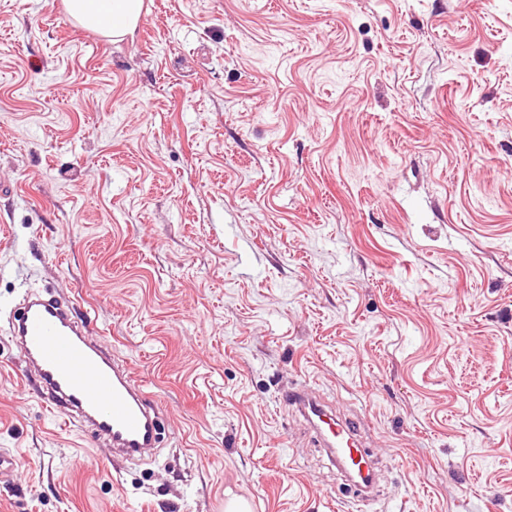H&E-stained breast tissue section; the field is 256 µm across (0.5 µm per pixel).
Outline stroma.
I'll list each match as a JSON object with an SVG mask.
<instances>
[{"label": "stroma", "mask_w": 512, "mask_h": 512, "mask_svg": "<svg viewBox=\"0 0 512 512\" xmlns=\"http://www.w3.org/2000/svg\"><path fill=\"white\" fill-rule=\"evenodd\" d=\"M33 287L158 405L142 460L40 399ZM0 453V512H512V0H0ZM68 15L81 27L122 38L139 22L143 0H64ZM288 405L298 406L304 413H306L312 421L317 418L318 421L327 425L331 440L328 441V446H333L336 449V459L344 464L351 465L355 468L362 470L364 468L365 475L361 478V482L365 487L372 484L373 470L371 454L363 448V453L357 447L356 437L358 435V428L351 422H343L341 420H331L336 427H333L330 422L322 420L323 412L319 406L305 398L302 391H290L288 393ZM317 423V422H316ZM317 425H319L317 423ZM342 447V448H336ZM355 460H357L355 462Z\"/></svg>", "instance_id": "obj_1"}]
</instances>
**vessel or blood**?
Here are the masks:
<instances>
[{"mask_svg": "<svg viewBox=\"0 0 512 512\" xmlns=\"http://www.w3.org/2000/svg\"><path fill=\"white\" fill-rule=\"evenodd\" d=\"M9 333L46 399L67 420L86 424L94 437L107 439L129 458L154 446L155 409L145 405L141 391L109 350L88 336L70 304L29 291L12 316ZM329 433L337 460L364 468L361 482L371 485L372 459L357 446V427L340 421Z\"/></svg>", "mask_w": 512, "mask_h": 512, "instance_id": "vessel-or-blood-1", "label": "vessel or blood"}]
</instances>
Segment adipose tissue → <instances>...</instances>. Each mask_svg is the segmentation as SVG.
Segmentation results:
<instances>
[{
    "mask_svg": "<svg viewBox=\"0 0 512 512\" xmlns=\"http://www.w3.org/2000/svg\"><path fill=\"white\" fill-rule=\"evenodd\" d=\"M68 15L81 27L121 38L139 22L143 0H64Z\"/></svg>",
    "mask_w": 512,
    "mask_h": 512,
    "instance_id": "adipose-tissue-1",
    "label": "adipose tissue"
}]
</instances>
